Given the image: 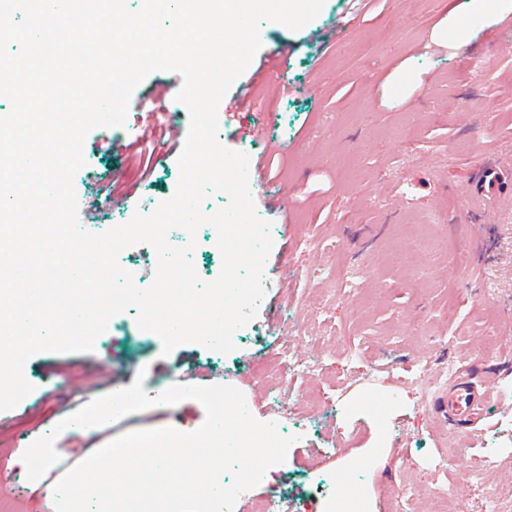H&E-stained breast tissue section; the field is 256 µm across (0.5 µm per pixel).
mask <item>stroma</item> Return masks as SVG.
Returning a JSON list of instances; mask_svg holds the SVG:
<instances>
[{"mask_svg": "<svg viewBox=\"0 0 512 512\" xmlns=\"http://www.w3.org/2000/svg\"><path fill=\"white\" fill-rule=\"evenodd\" d=\"M464 2L325 0L300 30L261 22L262 50L288 49L284 81L257 85L253 111H218L223 145L277 161L269 188H250L273 238L255 317L230 353L183 344L165 357L132 305L94 352L30 357L32 393L0 411V500L54 512L26 477L24 451L141 373L149 392L234 386L256 419L291 438L285 461L251 490L255 501L283 512H333L347 501L353 512H429L447 495L486 512L495 489L512 483V360L500 357L491 328L512 322V189L469 208L463 194L479 164L512 158V11L485 18ZM462 29L471 32L465 45ZM182 84L178 73H152L124 126L88 134L74 177L83 229L106 231L174 195L178 148L157 146L147 178L132 155L145 148L146 105L160 86L171 91L167 122L189 129L174 98ZM254 126L258 137H248ZM110 138L129 154L104 153ZM283 351L308 364L302 378L283 388L253 376L255 361ZM463 367L488 387L490 416L447 430L433 400L417 404L412 372L425 369L439 388ZM369 397L385 399L384 409L369 408ZM206 418L187 399L58 446L79 460L124 433L186 432ZM341 471L350 485L337 483Z\"/></svg>", "mask_w": 512, "mask_h": 512, "instance_id": "35a3bbf8", "label": "stroma"}]
</instances>
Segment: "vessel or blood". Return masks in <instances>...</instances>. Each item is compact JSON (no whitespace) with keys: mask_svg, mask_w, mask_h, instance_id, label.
I'll return each instance as SVG.
<instances>
[{"mask_svg":"<svg viewBox=\"0 0 512 512\" xmlns=\"http://www.w3.org/2000/svg\"><path fill=\"white\" fill-rule=\"evenodd\" d=\"M284 49L270 50L248 67L249 84L242 87L230 107L236 111H247L252 106L250 86L265 83L279 77ZM512 183V162L498 161L481 166L466 193L467 203L483 202L496 197L500 189ZM489 392L479 389L468 374L457 375L446 387L439 391L436 402V415L443 423L462 427L481 422L488 417L487 402Z\"/></svg>","mask_w":512,"mask_h":512,"instance_id":"b4317fda","label":"vessel or blood"}]
</instances>
